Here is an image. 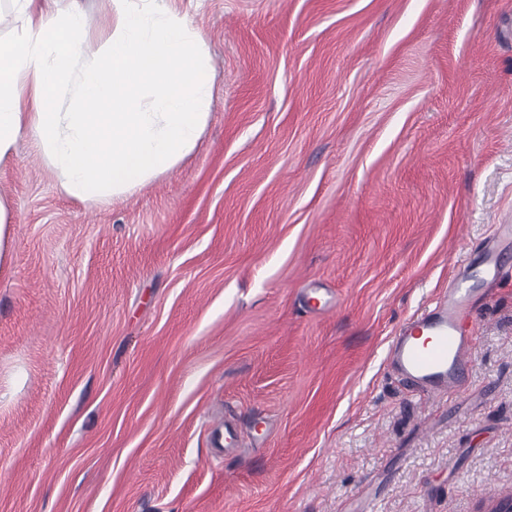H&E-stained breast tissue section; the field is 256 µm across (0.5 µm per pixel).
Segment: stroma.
<instances>
[{"mask_svg":"<svg viewBox=\"0 0 512 512\" xmlns=\"http://www.w3.org/2000/svg\"><path fill=\"white\" fill-rule=\"evenodd\" d=\"M173 4L214 74L177 166L89 205L33 137L0 162V512L512 498V278L475 304L463 390L386 360L512 223V0ZM10 227V213L8 207L6 203L0 199V271L7 268L10 261L8 251Z\"/></svg>","mask_w":512,"mask_h":512,"instance_id":"stroma-1","label":"stroma"}]
</instances>
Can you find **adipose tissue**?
Returning a JSON list of instances; mask_svg holds the SVG:
<instances>
[{
	"label": "adipose tissue",
	"mask_w": 512,
	"mask_h": 512,
	"mask_svg": "<svg viewBox=\"0 0 512 512\" xmlns=\"http://www.w3.org/2000/svg\"><path fill=\"white\" fill-rule=\"evenodd\" d=\"M11 3L22 26L0 45V160L33 135L60 190L97 204L195 148L208 119L210 50L171 0H112L108 48L94 55L79 6L61 15L56 0Z\"/></svg>",
	"instance_id": "obj_1"
}]
</instances>
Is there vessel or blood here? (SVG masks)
<instances>
[{"label":"vessel or blood","mask_w":512,"mask_h":512,"mask_svg":"<svg viewBox=\"0 0 512 512\" xmlns=\"http://www.w3.org/2000/svg\"><path fill=\"white\" fill-rule=\"evenodd\" d=\"M512 249V224L497 225L483 246L478 270L460 269L434 305L396 331L388 359L403 380L426 392H452L465 383L471 364V313L487 287L512 276L502 256Z\"/></svg>","instance_id":"b4317fda"}]
</instances>
